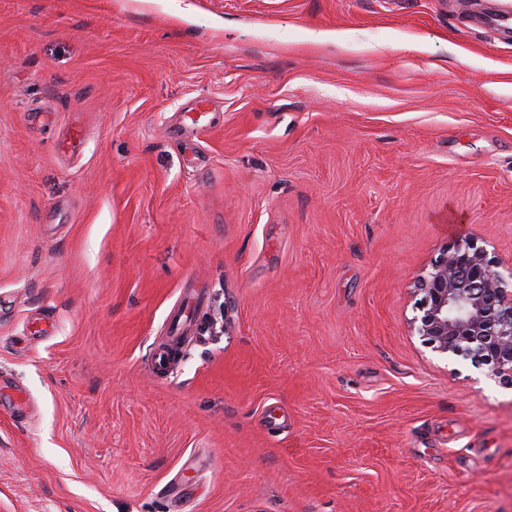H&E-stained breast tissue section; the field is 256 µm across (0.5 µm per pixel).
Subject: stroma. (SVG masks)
I'll return each instance as SVG.
<instances>
[{
  "mask_svg": "<svg viewBox=\"0 0 512 512\" xmlns=\"http://www.w3.org/2000/svg\"><path fill=\"white\" fill-rule=\"evenodd\" d=\"M492 9L0 0V512H512V388L411 324L458 238L512 272Z\"/></svg>",
  "mask_w": 512,
  "mask_h": 512,
  "instance_id": "stroma-1",
  "label": "stroma"
}]
</instances>
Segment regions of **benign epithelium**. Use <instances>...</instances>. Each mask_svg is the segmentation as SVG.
Instances as JSON below:
<instances>
[{
    "mask_svg": "<svg viewBox=\"0 0 512 512\" xmlns=\"http://www.w3.org/2000/svg\"><path fill=\"white\" fill-rule=\"evenodd\" d=\"M413 329L446 357L490 367L512 387V282L471 238L456 241L417 280Z\"/></svg>",
    "mask_w": 512,
    "mask_h": 512,
    "instance_id": "7a95c632",
    "label": "benign epithelium"
}]
</instances>
